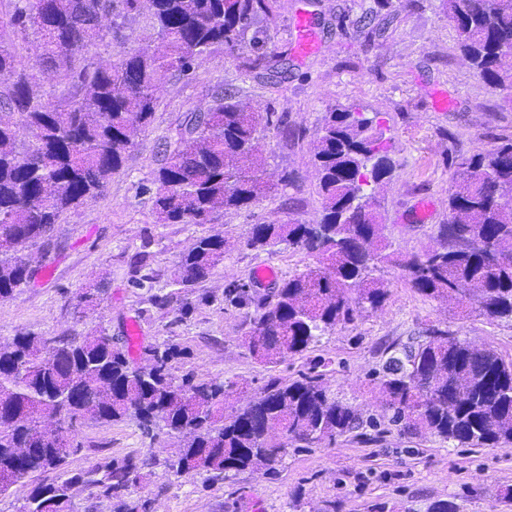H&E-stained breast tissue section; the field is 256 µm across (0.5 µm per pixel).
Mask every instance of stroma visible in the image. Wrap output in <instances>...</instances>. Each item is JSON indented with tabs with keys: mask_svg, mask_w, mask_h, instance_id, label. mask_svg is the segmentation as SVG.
Returning a JSON list of instances; mask_svg holds the SVG:
<instances>
[{
	"mask_svg": "<svg viewBox=\"0 0 512 512\" xmlns=\"http://www.w3.org/2000/svg\"><path fill=\"white\" fill-rule=\"evenodd\" d=\"M310 12L322 46L298 58L293 50L297 12ZM365 19L381 36L365 41L354 22ZM271 71L248 72L238 54L216 50L192 75L174 77L156 92L152 123L141 131L106 190L65 213L49 244L33 250L32 283L0 299V343L18 331L46 337H79L102 327L114 337L139 329L141 348L168 341L184 348L178 374L218 378L235 384L236 397L259 396L270 376L297 379L317 367L337 400L363 420L355 432L309 448L289 451L274 470L246 471L226 481L203 474L175 476L166 466L179 443L166 434L144 438L135 423H91L77 427L79 448L69 467L82 470L106 458L152 459L132 500H148L153 512H428L435 501L455 502L459 512H512L502 493L512 488V449L463 448L432 436L408 434L389 421L385 397L373 382L384 349L437 326L512 360V320L490 319L460 301L431 299L411 288L405 272L383 265L379 276L388 296L375 311L329 329L308 352L275 368L257 362L243 344L248 308L230 305L224 288L254 281L265 294L270 284L254 272L273 267L279 278L302 271L305 253L247 249L253 225L308 222L321 209L314 144L328 112L354 106L378 117L395 162L390 181L379 188L381 236L398 255H419L438 245V227L448 221L453 184L449 154L468 156L512 136V97L480 78L459 49L455 27L442 0H278L267 23ZM239 89L253 110H274L292 129H262L259 141L272 193L249 208L221 214L215 224H158L153 196L145 188L165 140L190 112L206 109L215 95ZM447 107H439L438 95ZM429 201L428 218L418 205ZM223 233L224 264L190 295L165 308L151 294L169 293L179 256L205 233ZM152 274V290L136 289L132 278ZM106 279L98 305L83 310L85 286ZM191 302L181 316L183 302Z\"/></svg>",
	"mask_w": 512,
	"mask_h": 512,
	"instance_id": "obj_1",
	"label": "stroma"
}]
</instances>
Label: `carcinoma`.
<instances>
[{
  "instance_id": "1",
  "label": "carcinoma",
  "mask_w": 512,
  "mask_h": 512,
  "mask_svg": "<svg viewBox=\"0 0 512 512\" xmlns=\"http://www.w3.org/2000/svg\"><path fill=\"white\" fill-rule=\"evenodd\" d=\"M276 0H15L13 34L35 36L37 56L75 94L68 109L45 101L39 78L10 44L0 39V298L28 286L33 269L24 256L50 241L60 217L102 194L112 173L150 124L159 85L188 76L215 48L244 54L251 72L270 67L263 23ZM459 46L489 86L512 92V0H443ZM141 17L152 48H130L115 61L83 63L82 52L116 38L123 22ZM284 120L248 112L239 91L213 97L191 112L166 141L152 184L157 224H212L217 215L250 207L270 190L257 136L261 124ZM322 211L309 223L255 224L245 242L275 252L285 244L313 264L269 294L255 296L242 284L224 289L225 300L254 307L245 319L244 344L259 363L273 366L317 344L339 323L376 309L387 296L373 277L380 262H395L419 294L448 296L462 282L469 299L489 318H512V137L470 156H450L455 182L448 222L440 225V249L391 258L379 251L376 189L395 164L374 119L350 107L325 118L314 145ZM373 210L363 221L348 217L362 200ZM226 240L203 234L183 252L171 278L188 293L224 263ZM178 345L163 341L145 350L147 365L130 360L126 343L106 330L79 338L20 332L0 344V496L28 488L24 512H72V485L112 500L115 512H147L128 500L150 459L127 456L69 473L74 437L41 431L44 419L118 423L132 420L145 436L180 437L168 464L178 476L205 472L225 480L268 470L288 455L268 432L282 429L305 447L333 440L361 426L355 412L336 400L323 375L313 371L286 381L272 376L254 400L233 402L234 384L218 378L174 374ZM376 385L389 399L392 422L411 435L428 434L475 448L512 446V361L491 349L479 354L469 342L440 328L393 344ZM58 471L57 480L29 485Z\"/></svg>"
}]
</instances>
